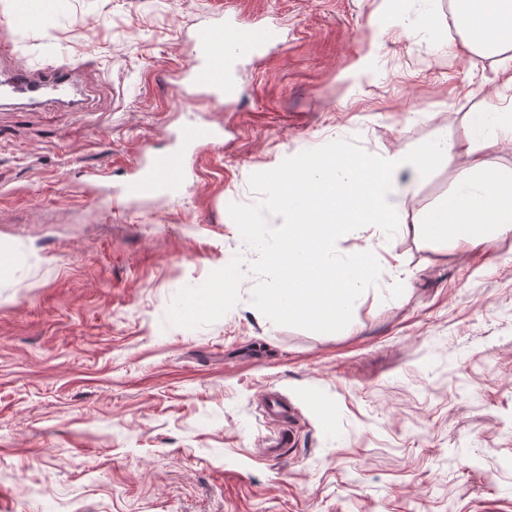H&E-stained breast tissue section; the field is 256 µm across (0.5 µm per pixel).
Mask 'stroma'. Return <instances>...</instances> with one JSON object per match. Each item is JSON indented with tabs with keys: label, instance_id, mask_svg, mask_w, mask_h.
<instances>
[{
	"label": "stroma",
	"instance_id": "stroma-1",
	"mask_svg": "<svg viewBox=\"0 0 512 512\" xmlns=\"http://www.w3.org/2000/svg\"><path fill=\"white\" fill-rule=\"evenodd\" d=\"M224 2L57 0L49 28L0 11L5 64L72 68L84 105L0 104V512H512V237L375 235L410 277L380 265L333 326L258 302L283 285L270 174L457 138L495 85L489 61L436 51L448 0L433 34L382 0H234L287 45L239 58L232 101L186 103L185 41ZM195 113L224 142L187 189L114 207L104 185ZM459 169L421 176L409 217ZM229 260L233 287L208 297ZM274 393L287 420L263 410Z\"/></svg>",
	"mask_w": 512,
	"mask_h": 512
}]
</instances>
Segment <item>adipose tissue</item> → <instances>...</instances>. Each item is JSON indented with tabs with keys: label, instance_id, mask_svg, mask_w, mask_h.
Wrapping results in <instances>:
<instances>
[{
	"label": "adipose tissue",
	"instance_id": "adipose-tissue-1",
	"mask_svg": "<svg viewBox=\"0 0 512 512\" xmlns=\"http://www.w3.org/2000/svg\"><path fill=\"white\" fill-rule=\"evenodd\" d=\"M460 35L456 51L491 60L498 89L482 112L466 117L458 139L440 137L416 152L362 154L345 149L301 154L272 195L288 232L266 252L283 288L264 305L280 315L325 325L341 321L381 260L373 243L340 253L341 242L371 228L476 245L484 233L512 236V166L492 152L512 143V0H450ZM461 170L447 196L422 223L408 224L407 200L417 179L452 156Z\"/></svg>",
	"mask_w": 512,
	"mask_h": 512
}]
</instances>
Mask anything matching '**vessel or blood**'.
I'll return each instance as SVG.
<instances>
[{"label":"vessel or blood","mask_w":512,"mask_h":512,"mask_svg":"<svg viewBox=\"0 0 512 512\" xmlns=\"http://www.w3.org/2000/svg\"><path fill=\"white\" fill-rule=\"evenodd\" d=\"M283 35L278 24L264 23L241 26L235 12L224 10L188 40L190 63L181 78L188 87L187 100L213 103L235 98V52L256 54L269 47H282ZM73 72L65 67L36 77L17 68L0 80V100L17 94H34L43 89L63 92L72 85ZM224 137V129L209 122H193L182 126L174 149L154 154L141 153L132 163L134 176L122 192L139 196L157 192H182L189 181L188 160L213 146Z\"/></svg>","instance_id":"b4317fda"}]
</instances>
